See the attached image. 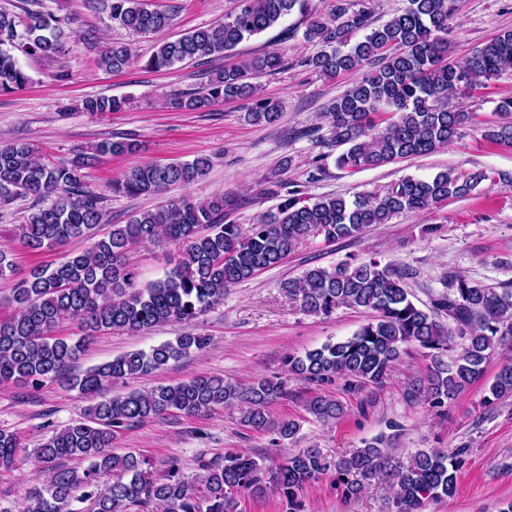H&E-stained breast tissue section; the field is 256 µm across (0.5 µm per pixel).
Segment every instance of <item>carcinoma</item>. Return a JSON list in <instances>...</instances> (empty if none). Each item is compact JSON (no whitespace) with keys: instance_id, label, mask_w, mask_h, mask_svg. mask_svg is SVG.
Returning a JSON list of instances; mask_svg holds the SVG:
<instances>
[{"instance_id":"obj_1","label":"carcinoma","mask_w":512,"mask_h":512,"mask_svg":"<svg viewBox=\"0 0 512 512\" xmlns=\"http://www.w3.org/2000/svg\"><path fill=\"white\" fill-rule=\"evenodd\" d=\"M27 2L24 20L0 8L1 93L21 90L30 82L19 52L55 62V78H68L64 57L73 18L42 10L41 0ZM87 2L105 13L111 25L133 34H157L174 25V12L151 9L147 0ZM305 2L233 0L223 21L158 42L144 68L164 71L187 60L222 58L244 40L278 25L294 8L306 10ZM408 2L401 13L377 26L369 8L353 10L346 0H333L326 15L307 14L303 37L321 44L322 50L302 64L328 78L361 73L324 112L329 145L343 148L336 157L341 169L375 168L448 146L474 120V113L450 104L452 97L464 89L486 88L512 70V30L454 61L449 59V21L459 12L461 0ZM360 31L365 32L362 40L348 46L349 38ZM133 58L127 44L114 43L100 51L97 63L116 73L128 68ZM284 66L283 54L265 52L239 67L217 70L204 94L173 97L168 107L194 111L226 100H249L247 120L274 123L280 118L279 104L263 97L251 79L275 74ZM122 106L121 100L107 96L82 100V110L92 115L117 112ZM379 112L392 114L383 127L374 119ZM484 137L512 146V121L486 128ZM139 150L137 139L129 137L47 160L30 142L0 143V204L18 197L38 200L24 223L16 225L20 244L40 252L71 241L88 242L81 250L68 251L63 261L35 267L17 279L10 298L14 312L0 320V383L35 388L45 380L62 379L90 401L83 420L53 432L35 449L47 477L22 512H73L69 506L74 501L90 502L91 512H145L150 506L165 512H243L242 495L261 498L269 493L283 495L288 509L299 512L297 492L329 470L318 448L290 453L275 467L243 453L202 459V474L190 479L173 462L166 475L155 478L145 458L112 451L114 429L162 419L172 410L199 416L237 404L243 407L245 426L291 440L299 424L290 419L274 422L266 413L270 402L288 396L290 379L323 384L344 378L355 389L382 386L410 349L420 348L431 358V367L425 378L408 384L406 397L437 408L456 400L478 379L497 349L512 348V292L500 294L456 273L448 277V293L424 309L409 298L404 283L408 272L370 258L309 268L280 284L311 315L328 316L340 307L374 313L352 336L328 341L302 356H288L285 377L259 378L247 386L198 377L112 394V386L120 381L162 370L204 350L209 338L191 329L196 320L223 301L225 289L279 265L302 242L317 236L327 242L357 237L396 215L464 198L490 179L482 170L463 173L450 168L428 179L404 177L351 200L327 195L313 201L288 190V182L280 179L266 182L263 190L280 199L279 204L246 229L228 220L236 196L224 192L204 199H169L125 224H110L104 197L86 184L85 171L104 155L134 156ZM210 166L207 156L165 165L137 164L112 181L109 190L127 197L158 194L173 185L197 182ZM162 240L179 246L180 259L164 279L136 287L132 248ZM443 315L448 317L446 326L438 320ZM71 320L81 322V336L54 335L59 325ZM173 322L188 330L148 351H130L71 373L94 336L141 332ZM450 352L454 356L448 362L445 355ZM511 394L510 362L489 387L485 403ZM306 409L325 423L346 414L339 401L321 395L309 398ZM24 452L15 434L0 430V470L15 468ZM67 457H79L88 466L80 471L57 465ZM104 474L111 482L102 485L99 478ZM376 479L389 487L385 512H425L429 504L453 494L455 457L442 448H429L400 460L376 439L336 463V481L347 504Z\"/></svg>"}]
</instances>
